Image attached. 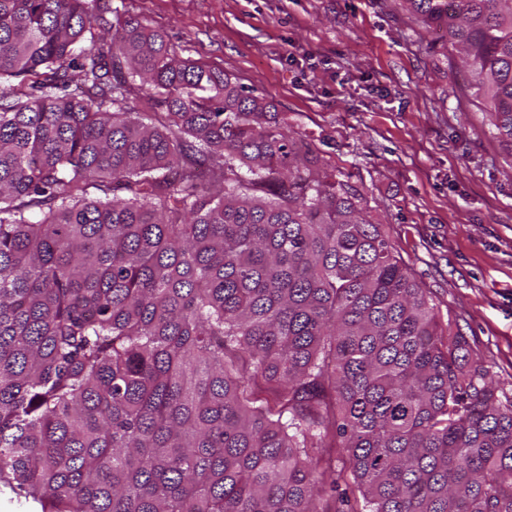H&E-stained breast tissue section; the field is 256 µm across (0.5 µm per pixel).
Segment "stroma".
I'll return each mask as SVG.
<instances>
[{"mask_svg":"<svg viewBox=\"0 0 512 512\" xmlns=\"http://www.w3.org/2000/svg\"><path fill=\"white\" fill-rule=\"evenodd\" d=\"M274 106L512 400V156L400 0H96Z\"/></svg>","mask_w":512,"mask_h":512,"instance_id":"stroma-1","label":"stroma"}]
</instances>
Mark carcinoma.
<instances>
[{"instance_id":"cac0c4a2","label":"carcinoma","mask_w":512,"mask_h":512,"mask_svg":"<svg viewBox=\"0 0 512 512\" xmlns=\"http://www.w3.org/2000/svg\"><path fill=\"white\" fill-rule=\"evenodd\" d=\"M92 0H0V496L512 512V403L273 105ZM512 154V0H402ZM99 28L110 44L99 45Z\"/></svg>"}]
</instances>
